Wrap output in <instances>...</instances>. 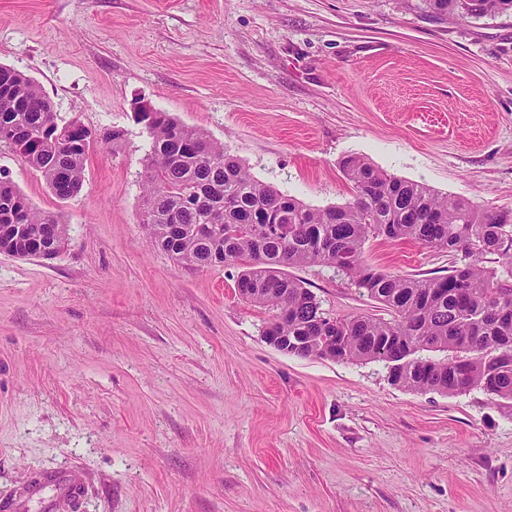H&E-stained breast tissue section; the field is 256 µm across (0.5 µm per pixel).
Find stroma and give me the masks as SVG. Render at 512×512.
<instances>
[{
	"label": "stroma",
	"mask_w": 512,
	"mask_h": 512,
	"mask_svg": "<svg viewBox=\"0 0 512 512\" xmlns=\"http://www.w3.org/2000/svg\"><path fill=\"white\" fill-rule=\"evenodd\" d=\"M0 65L94 146L61 201L9 152L0 175L60 213L54 259L0 254V512H512V401L391 383L382 361L262 337L232 265L175 264L141 228L146 101L304 204L351 200L341 160L512 208V11L421 0H0ZM368 263L454 259L369 240ZM295 277L339 317L382 315L333 269ZM428 11L440 16L480 19L512 8V0H424Z\"/></svg>",
	"instance_id": "obj_1"
}]
</instances>
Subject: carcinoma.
<instances>
[{
  "label": "carcinoma",
  "instance_id": "carcinoma-1",
  "mask_svg": "<svg viewBox=\"0 0 512 512\" xmlns=\"http://www.w3.org/2000/svg\"><path fill=\"white\" fill-rule=\"evenodd\" d=\"M440 16L480 19L512 9V0H424ZM150 140L144 159L143 224L155 247L181 266L241 268L242 298L270 313L263 335L292 343V355L336 362L420 357L389 368L391 382L414 392L455 396L473 389L512 400V208L484 209L389 174L362 156L340 168L352 201L312 208L256 179L200 129L168 112L134 113ZM71 120L57 121L34 80L0 65V150L43 178L61 201L80 191L98 140ZM61 216L40 211L0 177V253L24 257L61 247ZM378 237L410 240L459 257L448 274L394 275L367 264L364 247ZM487 255L497 265H484ZM330 266L390 318L332 317L304 282L283 269ZM336 337V345L326 337Z\"/></svg>",
  "mask_w": 512,
  "mask_h": 512
}]
</instances>
